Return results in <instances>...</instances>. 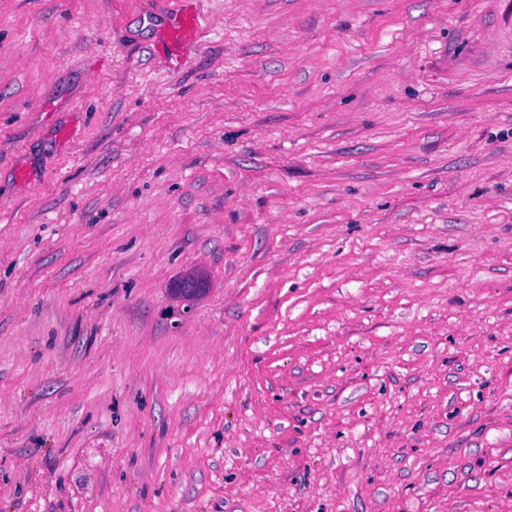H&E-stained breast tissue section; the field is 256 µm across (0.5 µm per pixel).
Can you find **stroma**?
I'll use <instances>...</instances> for the list:
<instances>
[{
    "label": "stroma",
    "instance_id": "35a3bbf8",
    "mask_svg": "<svg viewBox=\"0 0 512 512\" xmlns=\"http://www.w3.org/2000/svg\"><path fill=\"white\" fill-rule=\"evenodd\" d=\"M179 7L0 0V512H512V0ZM181 8L175 12L165 30L164 39L176 47L182 42L193 41L201 29V14L193 8L194 0H181Z\"/></svg>",
    "mask_w": 512,
    "mask_h": 512
}]
</instances>
